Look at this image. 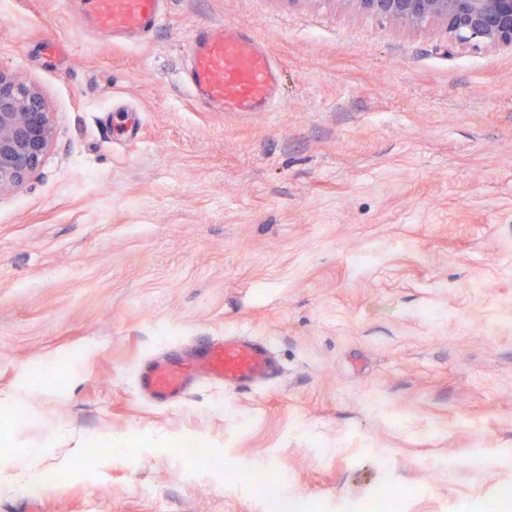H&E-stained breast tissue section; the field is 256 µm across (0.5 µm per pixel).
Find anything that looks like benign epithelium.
Segmentation results:
<instances>
[{"mask_svg":"<svg viewBox=\"0 0 512 512\" xmlns=\"http://www.w3.org/2000/svg\"><path fill=\"white\" fill-rule=\"evenodd\" d=\"M359 12L414 30L435 27L448 48L512 49V0H349ZM54 138L37 88L0 71V193L26 184Z\"/></svg>","mask_w":512,"mask_h":512,"instance_id":"benign-epithelium-1","label":"benign epithelium"}]
</instances>
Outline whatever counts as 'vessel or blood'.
I'll return each mask as SVG.
<instances>
[{"mask_svg": "<svg viewBox=\"0 0 512 512\" xmlns=\"http://www.w3.org/2000/svg\"><path fill=\"white\" fill-rule=\"evenodd\" d=\"M68 12L95 38L136 46L160 26L166 0H64ZM201 106L224 112H267L277 97L278 67L249 29L228 23L197 30L181 72ZM192 361L164 357L137 372V390L167 405L199 380L229 391L260 388L279 372L272 345L248 336L197 339Z\"/></svg>", "mask_w": 512, "mask_h": 512, "instance_id": "vessel-or-blood-1", "label": "vessel or blood"}]
</instances>
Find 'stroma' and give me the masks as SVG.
<instances>
[{"mask_svg":"<svg viewBox=\"0 0 512 512\" xmlns=\"http://www.w3.org/2000/svg\"><path fill=\"white\" fill-rule=\"evenodd\" d=\"M227 22L278 63L274 111L180 86L195 31ZM0 70L55 128L0 193V397L29 416L0 411V446L59 474L0 512H263L176 458L188 437L277 469L311 512L379 489L396 512H483L512 487V50L339 0H168L125 46L79 36L63 0H0ZM200 336L270 338L280 372L141 399L139 365ZM101 438L120 456L80 468Z\"/></svg>","mask_w":512,"mask_h":512,"instance_id":"35a3bbf8","label":"stroma"}]
</instances>
